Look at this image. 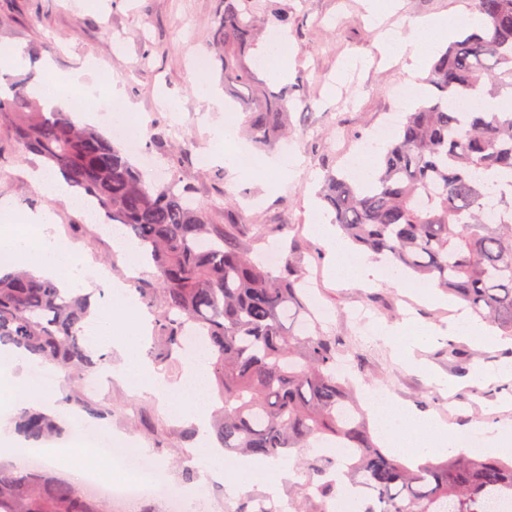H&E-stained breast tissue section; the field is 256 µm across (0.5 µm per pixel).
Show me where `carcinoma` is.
<instances>
[{
  "label": "carcinoma",
  "instance_id": "cac0c4a2",
  "mask_svg": "<svg viewBox=\"0 0 512 512\" xmlns=\"http://www.w3.org/2000/svg\"><path fill=\"white\" fill-rule=\"evenodd\" d=\"M480 25L464 28L433 60L429 94L389 138L372 180L326 175L320 198L332 222L362 251L456 298L473 319L512 338V112L489 100L512 93V0H471ZM297 26L288 8L267 0H221L211 42L224 69V94L247 111L261 151L288 134V89L256 76L264 23ZM0 123L24 149L46 160L82 199L126 228L148 257L163 297L155 321L159 361L180 354L189 327L205 341L224 407L216 424L224 454L297 457L304 482L293 512H328L329 501L360 489L356 512H496L512 503V459L459 454L412 468L375 443L368 418L337 375L342 339L310 323L293 252L280 264L252 257L250 243L270 233L239 221L215 224L173 177L159 182L133 163L114 139L78 124L70 112H46L20 82L0 96ZM493 204L505 219L484 220ZM88 299L26 270L0 276V346H10L66 373L96 366L81 337ZM64 401L91 419L107 412L78 387ZM21 447L60 435L62 426L33 409L21 411ZM332 443L351 452L345 480L328 478L333 460L313 450ZM320 485V494L308 488ZM0 512H105L67 481L45 470L0 467Z\"/></svg>",
  "mask_w": 512,
  "mask_h": 512
}]
</instances>
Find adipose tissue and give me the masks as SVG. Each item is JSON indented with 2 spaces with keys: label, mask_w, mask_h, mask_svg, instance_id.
I'll return each mask as SVG.
<instances>
[{
  "label": "adipose tissue",
  "mask_w": 512,
  "mask_h": 512,
  "mask_svg": "<svg viewBox=\"0 0 512 512\" xmlns=\"http://www.w3.org/2000/svg\"><path fill=\"white\" fill-rule=\"evenodd\" d=\"M462 24V19L455 16L420 18L414 24L416 36L413 41L402 42L388 35L381 39L379 49L391 56H408L417 66L431 57L440 40L447 38L449 30ZM53 220L49 210L21 211L10 199L0 200V222L26 224L40 232V239L35 244L10 232L0 234V272L26 269L53 281L64 291L111 285L108 271L97 266H80L76 249L62 248L53 242L49 233ZM313 224L317 236L332 242L336 252V272L343 280L365 286L376 284L387 275V261L371 262L353 252L340 235L335 234L327 217L316 216ZM377 411L401 458L421 460L444 450L448 444V435L452 431L449 424L432 418L414 422L409 414L389 404L378 405Z\"/></svg>",
  "instance_id": "adipose-tissue-1"
}]
</instances>
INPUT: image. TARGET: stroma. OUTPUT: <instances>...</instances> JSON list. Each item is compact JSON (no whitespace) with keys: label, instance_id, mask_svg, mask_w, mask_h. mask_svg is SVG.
Listing matches in <instances>:
<instances>
[{"label":"stroma","instance_id":"obj_1","mask_svg":"<svg viewBox=\"0 0 512 512\" xmlns=\"http://www.w3.org/2000/svg\"><path fill=\"white\" fill-rule=\"evenodd\" d=\"M289 11L299 16V29L268 28L266 39L286 37L291 49L288 73L283 78L291 112L288 142L299 164L288 177L273 173L238 176L225 168L223 159L200 163L211 152L210 128L232 117L243 123L242 109L222 111L198 91L207 82L222 92L221 63L210 50V30L219 8L217 0H0V44L22 45L29 64L5 75L6 84L33 75H53L66 88L74 104L90 100L92 93L119 86L124 101L148 118L145 136L158 131L167 135V150H181V168L162 165L160 176H177L195 187V198L210 212L214 223L233 217L246 224H284L288 240L302 257L304 272L318 270L323 277L320 304L329 310L327 332L345 337L349 362L355 368L348 377L360 402L371 392L418 417L432 416L459 426L464 435L493 425L512 432V371H500L485 359L494 352L491 342L479 336L449 337L448 325L458 315L455 301L434 302L417 298L410 310H402L401 298L408 277L387 278L370 288L336 276V260L327 240L312 232L313 208L327 171L354 169L368 146L377 144L378 132L394 126L411 100L400 101L396 90L404 85L422 96L429 67L421 65L408 75L403 62L380 61L376 42L380 32L409 40L415 19L453 13L470 14L469 0H401L399 9L384 15L380 28L364 20L365 0H286ZM206 57L205 70L194 69L192 58ZM95 62L110 75L109 81L84 80L67 84V77L85 62ZM177 103L178 111L167 108ZM39 158L15 142L7 125H0V195L22 209H49L50 228L58 246L77 248L83 259L112 268L113 280L123 281L125 292L148 318H155L161 295L152 301L139 290L153 282L155 269L144 264L137 276L127 274V262L102 225L89 224L72 199L51 198L30 174L42 169ZM429 326L433 336L414 351L413 361L395 353L385 331L402 323ZM460 351L459 361L448 356L449 346ZM104 362L96 373L102 388L88 392L106 415L99 424L120 439L138 441L146 455L168 468L180 480L184 468L195 471L183 489L193 499L208 496L207 469L200 461L202 442L216 443L212 427L162 406L145 390H135L109 365H120L116 349L104 350ZM481 364L492 398L472 394L470 373Z\"/></svg>","mask_w":512,"mask_h":512}]
</instances>
